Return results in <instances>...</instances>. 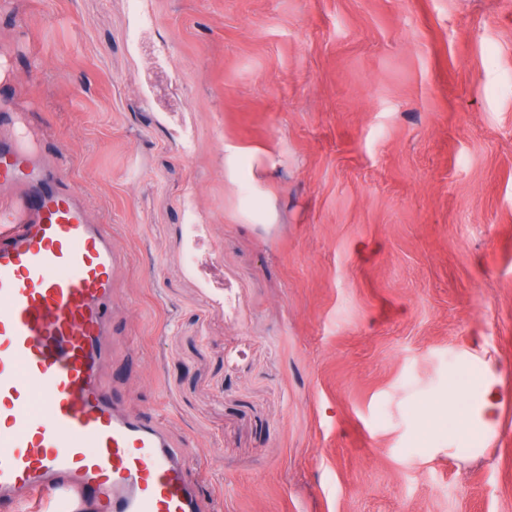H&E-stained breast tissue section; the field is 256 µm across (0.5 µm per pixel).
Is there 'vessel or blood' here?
<instances>
[{
  "label": "vessel or blood",
  "mask_w": 512,
  "mask_h": 512,
  "mask_svg": "<svg viewBox=\"0 0 512 512\" xmlns=\"http://www.w3.org/2000/svg\"><path fill=\"white\" fill-rule=\"evenodd\" d=\"M26 129L0 142V512H202L165 426L113 403L112 284L126 265Z\"/></svg>",
  "instance_id": "obj_1"
}]
</instances>
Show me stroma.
Segmentation results:
<instances>
[{
    "label": "stroma",
    "instance_id": "stroma-1",
    "mask_svg": "<svg viewBox=\"0 0 512 512\" xmlns=\"http://www.w3.org/2000/svg\"><path fill=\"white\" fill-rule=\"evenodd\" d=\"M0 70L222 512H512V0H0Z\"/></svg>",
    "mask_w": 512,
    "mask_h": 512
}]
</instances>
